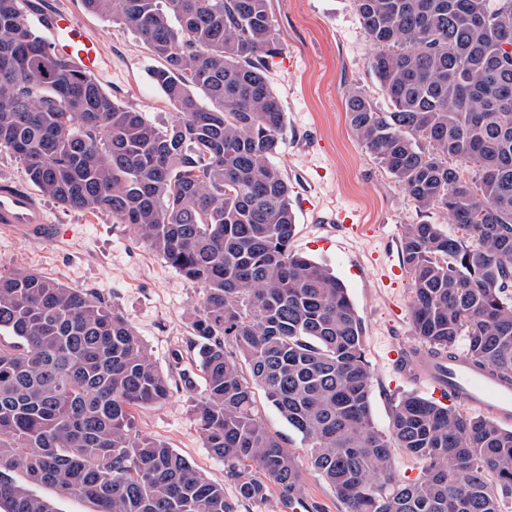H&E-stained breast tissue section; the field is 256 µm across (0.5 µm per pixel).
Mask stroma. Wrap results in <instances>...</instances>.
I'll return each mask as SVG.
<instances>
[{
  "mask_svg": "<svg viewBox=\"0 0 512 512\" xmlns=\"http://www.w3.org/2000/svg\"><path fill=\"white\" fill-rule=\"evenodd\" d=\"M45 10L73 13L104 45L110 60L99 76L102 87L156 125L174 113L150 72L149 50L111 18L86 9L84 0H43ZM280 52L266 61L268 82L285 112L278 164L292 188L295 251L326 265L345 284L363 324L365 355L372 376L371 414L389 432L402 395L424 388L394 375L387 352L415 348L411 330L410 278L402 265L405 225L421 219L394 178L355 138L347 120L344 92L355 84L378 107L386 100L369 60L376 48L362 29L349 0H268ZM43 203L60 233L52 241L0 232V272L34 270L67 287L96 293L134 327L151 360L169 374L173 389L163 402L138 409L140 434L160 440L185 457L203 476L223 484L224 464L211 455L198 430L193 405L205 382L185 356L191 318L204 289L184 278L154 253L133 229L108 213L66 211L51 198ZM182 360H175L176 352ZM192 372L193 387L181 383ZM270 431L303 472L302 498L318 512H344L335 491L308 464L301 435L257 394Z\"/></svg>",
  "mask_w": 512,
  "mask_h": 512,
  "instance_id": "stroma-1",
  "label": "stroma"
}]
</instances>
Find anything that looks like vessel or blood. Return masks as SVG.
<instances>
[{
    "mask_svg": "<svg viewBox=\"0 0 512 512\" xmlns=\"http://www.w3.org/2000/svg\"><path fill=\"white\" fill-rule=\"evenodd\" d=\"M46 26L49 47L55 54L91 75L102 72L106 64L102 43L89 35L72 14L63 9L51 11L46 15ZM2 229L44 240L52 238L55 232L40 198L7 180L0 182ZM397 371L404 381L426 384L435 399H451L502 424L512 423V383L476 367L464 356L448 360L426 357L412 362L401 357L397 360Z\"/></svg>",
    "mask_w": 512,
    "mask_h": 512,
    "instance_id": "1",
    "label": "vessel or blood"
}]
</instances>
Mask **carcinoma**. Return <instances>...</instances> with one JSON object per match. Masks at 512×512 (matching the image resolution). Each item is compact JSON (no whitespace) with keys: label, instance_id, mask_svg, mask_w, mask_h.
I'll return each mask as SVG.
<instances>
[{"label":"carcinoma","instance_id":"obj_1","mask_svg":"<svg viewBox=\"0 0 512 512\" xmlns=\"http://www.w3.org/2000/svg\"><path fill=\"white\" fill-rule=\"evenodd\" d=\"M84 2L147 46L175 119L159 128L57 57L28 19L38 0H0V151L62 207L112 214L203 285L187 345L206 384L193 411L237 500L136 430L133 410L171 385L133 326L86 290L16 270L0 273V335L12 339L0 341V512H58L31 484L96 512H238L273 487L286 502L302 472L256 388L346 512H504L512 429L406 395L380 432L347 288L291 247V188L274 162L285 113L264 65L279 53L268 0ZM352 6L389 110L352 85L349 125L419 213L456 226H404L413 333L433 357L463 339L467 358L512 382V0ZM395 447L423 461L420 477H398Z\"/></svg>","mask_w":512,"mask_h":512}]
</instances>
